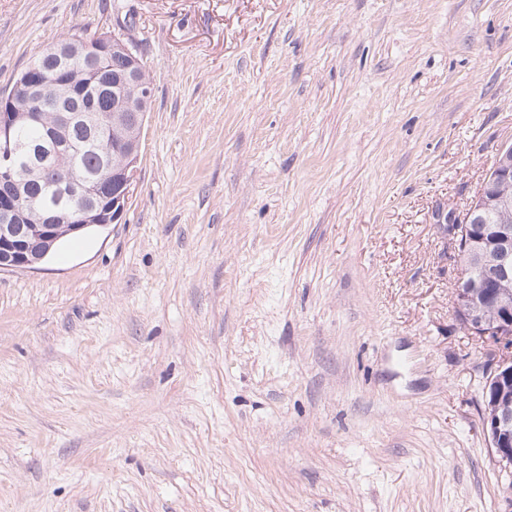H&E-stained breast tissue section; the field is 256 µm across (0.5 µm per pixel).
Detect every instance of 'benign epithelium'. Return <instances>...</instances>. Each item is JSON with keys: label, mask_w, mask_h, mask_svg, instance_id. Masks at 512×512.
Instances as JSON below:
<instances>
[{"label": "benign epithelium", "mask_w": 512, "mask_h": 512, "mask_svg": "<svg viewBox=\"0 0 512 512\" xmlns=\"http://www.w3.org/2000/svg\"><path fill=\"white\" fill-rule=\"evenodd\" d=\"M112 48L128 56L131 64L112 84L114 106L112 114L96 112L73 114L65 110L71 99L75 80L65 78L66 63L81 56L91 67L98 57L91 52L87 40L66 39L58 43L56 81L47 87L28 74L20 77L14 86L0 94V101L12 102L20 95L29 101L36 96L47 97L55 105L53 122L48 125L47 139L60 152L70 144L74 123L98 132L97 140L109 161L112 180L120 190L112 193V203L101 202L102 186L96 179H83L74 189L83 204L67 211H48L38 224L26 223L34 210L26 207L28 197L22 189L41 177V152L22 148L16 143L18 129L31 123H43L39 112L27 109L0 113V141L6 149L0 152V270L32 269L48 253L55 240L59 218L74 231L87 224L118 221L128 203L129 190L137 176L136 166L142 147L143 123L140 116L147 111L153 86L141 63L140 48L123 33H112ZM120 129L126 134L122 150L112 153L109 135ZM496 214L500 222L489 240L475 233L476 225L487 223ZM512 145L498 149L495 163L485 175L481 186L470 202L465 222L455 220L453 212L444 217L446 229L453 235L461 254L463 276L453 288L454 309L462 316L465 331L481 339L487 346L490 372L486 379L482 423L490 447L498 462L512 468Z\"/></svg>", "instance_id": "benign-epithelium-1"}]
</instances>
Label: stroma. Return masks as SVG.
<instances>
[{
	"instance_id": "35a3bbf8",
	"label": "stroma",
	"mask_w": 512,
	"mask_h": 512,
	"mask_svg": "<svg viewBox=\"0 0 512 512\" xmlns=\"http://www.w3.org/2000/svg\"><path fill=\"white\" fill-rule=\"evenodd\" d=\"M154 85L119 223L0 271V512H512L463 330L512 0H0Z\"/></svg>"
}]
</instances>
